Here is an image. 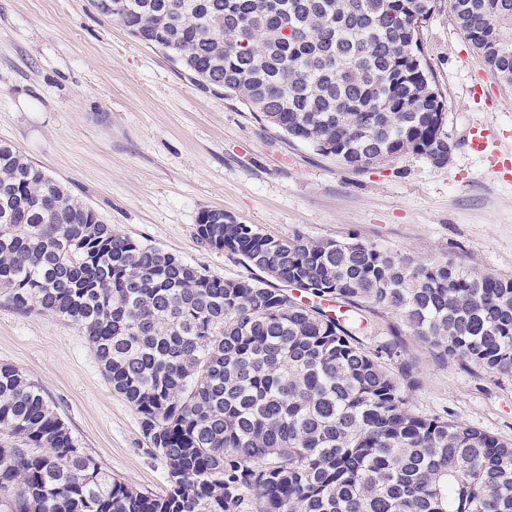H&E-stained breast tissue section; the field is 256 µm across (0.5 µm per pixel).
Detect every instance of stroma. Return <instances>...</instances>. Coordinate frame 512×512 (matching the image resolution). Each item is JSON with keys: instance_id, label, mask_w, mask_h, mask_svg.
<instances>
[{"instance_id": "35a3bbf8", "label": "stroma", "mask_w": 512, "mask_h": 512, "mask_svg": "<svg viewBox=\"0 0 512 512\" xmlns=\"http://www.w3.org/2000/svg\"><path fill=\"white\" fill-rule=\"evenodd\" d=\"M422 48L448 106L446 165L407 154L357 170L288 140L223 90L98 14L92 0H0V142L14 144L105 223L226 279L258 277L196 235L206 210L280 239L361 241L429 262L512 275V181L467 145L476 123L512 152V86L494 79L449 4ZM485 83L487 99L465 96ZM367 348L394 340L413 366V409L512 441V374L438 361L387 311L366 315ZM0 364L23 371L81 448L112 475L155 494L167 465L135 409L101 373L72 322L0 300Z\"/></svg>"}]
</instances>
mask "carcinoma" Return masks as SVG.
<instances>
[{
  "instance_id": "carcinoma-1",
  "label": "carcinoma",
  "mask_w": 512,
  "mask_h": 512,
  "mask_svg": "<svg viewBox=\"0 0 512 512\" xmlns=\"http://www.w3.org/2000/svg\"><path fill=\"white\" fill-rule=\"evenodd\" d=\"M98 13L224 89L276 130L356 168L448 162L445 95L420 48L441 0H94ZM492 77L512 85V0H450ZM206 210L267 279L208 276L140 244L0 143V294L79 326L166 461L144 492L85 452L42 389L0 365V512H512V443L415 412L368 349L384 310L438 360L512 373V277L360 241L277 239ZM300 292L274 288L268 280ZM332 298V316L302 297Z\"/></svg>"
}]
</instances>
